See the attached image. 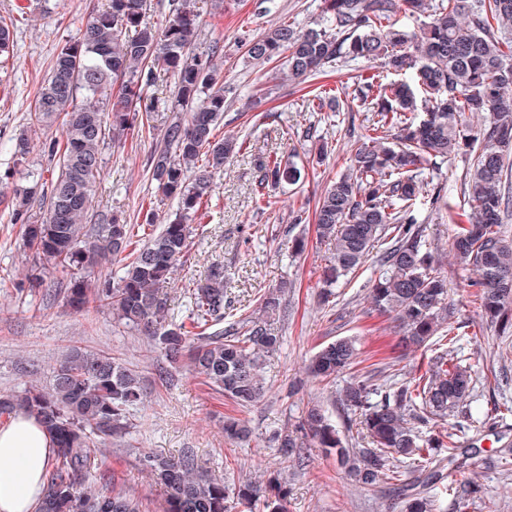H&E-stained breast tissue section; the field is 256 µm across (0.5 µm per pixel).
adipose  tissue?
I'll return each mask as SVG.
<instances>
[{
	"label": "adipose tissue",
	"instance_id": "obj_1",
	"mask_svg": "<svg viewBox=\"0 0 512 512\" xmlns=\"http://www.w3.org/2000/svg\"><path fill=\"white\" fill-rule=\"evenodd\" d=\"M55 453L34 417L19 413L0 425V512H34Z\"/></svg>",
	"mask_w": 512,
	"mask_h": 512
}]
</instances>
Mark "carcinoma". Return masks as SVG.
I'll use <instances>...</instances> for the list:
<instances>
[{
	"label": "carcinoma",
	"instance_id": "obj_1",
	"mask_svg": "<svg viewBox=\"0 0 512 512\" xmlns=\"http://www.w3.org/2000/svg\"><path fill=\"white\" fill-rule=\"evenodd\" d=\"M146 0H108L81 37L59 49L39 88L34 121H56L63 138L48 145L58 173L47 192L38 185L13 190L12 215L21 225L32 262L28 291L42 287L50 270L66 274L65 304L75 312L107 307L120 323L151 341L169 363L187 364L210 389L239 407L264 391L262 361L282 337L265 320L244 317L230 329L208 332L224 319L227 276L220 263L189 290L190 323L167 321L160 289L190 249V222L211 195L213 176L235 153L238 140L217 138L226 94L217 63L220 46L192 52L199 26L195 0H177L164 27L144 22ZM418 24L397 27L396 16ZM430 18L426 22L422 17ZM257 63L284 58L288 74L307 79L338 63L381 60L380 71L360 75L347 112H372L376 121L351 150L347 173L325 192L314 211L317 236L331 245L322 273V301L331 288L367 262L377 246L370 288L371 312L399 323L402 343L428 348L435 336L457 342L448 313V278L441 271L419 223V207L443 198L441 187L418 177L422 166L448 160L461 146L478 145L464 177V209L452 246L478 278L475 298L483 318L498 333L512 334V241L503 215L512 207V0H322L317 27L302 30L283 22L267 34L245 39ZM174 77L172 107L187 112L167 125L163 147L154 155L151 179L163 195L177 200L174 219L157 233L137 238L135 225L114 217L87 226L106 137L125 142L145 129L158 110L146 88L156 74ZM488 112V122L466 138L459 129L467 113ZM260 185L298 186L302 168L269 156L259 161ZM47 200L33 217L35 196ZM115 265L111 276L98 274ZM282 288L263 295L266 314L281 312ZM358 349L351 339L321 347L311 358L313 378L326 381L350 373L343 404L361 419L368 446L343 447L328 411L315 404L300 421L314 445L336 454L337 462L362 487L394 491L400 512H434L433 488L448 481V466L465 475L477 461L452 432L424 436L408 421L443 420L459 408L470 375L445 357L429 376L403 384L376 400L377 370L358 373ZM142 400L139 377L105 351L73 347L53 368L47 386L32 384L20 393L0 394V418L24 412L52 438L56 455L37 512H140L139 503L112 486L105 448L131 428L130 411ZM224 434L245 439L239 420H224ZM282 458L300 459L298 438L286 431L270 437ZM409 464L410 469L401 470ZM140 470L164 486L165 512H233L263 502L268 512H286L287 491L274 498L253 483L229 487L196 470L194 458L144 453Z\"/></svg>",
	"mask_w": 512,
	"mask_h": 512
}]
</instances>
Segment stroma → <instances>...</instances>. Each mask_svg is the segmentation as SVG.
<instances>
[{"label": "stroma", "instance_id": "obj_1", "mask_svg": "<svg viewBox=\"0 0 512 512\" xmlns=\"http://www.w3.org/2000/svg\"><path fill=\"white\" fill-rule=\"evenodd\" d=\"M106 0H0V19L12 23L14 54L0 57V393L22 390L29 381L48 384L56 361L71 347L105 350L136 371L144 390L143 404L133 409L128 434L115 440L107 465L116 487L137 498L143 512H163L164 490L141 473L135 458L144 453L178 457L192 455L199 470L226 484L251 480L267 482L276 477L288 486V512H399L396 495L369 491L340 469L335 456L304 441L299 463L284 462L269 445L277 430L295 431L305 410L324 405L332 415L346 448L363 447L362 430L342 402L348 375L331 383L312 379L306 366L323 345L339 338L355 339L361 358L368 363L390 364L384 392L419 377L443 350L434 343L427 351L406 352L398 345L394 322L370 313L369 288L372 265H365L339 284L329 304H322L319 283L330 253L311 223L296 224L292 213L299 207L313 209L336 177L347 170L346 158L356 146L373 113L360 112L355 122L323 108L313 112L312 90L321 85L338 88L340 96L353 89L355 76L374 70L371 62L339 66L299 84L286 69L251 61L241 43L281 22L306 25L318 21L321 0H277L270 13L259 12V0H196L200 28L193 47L201 53L219 45L218 63L224 83L232 88L228 105L218 123V136L250 142V150L234 154L215 178V187L200 218L193 221L190 250L164 289L173 321L190 313L188 289L203 279L212 261L223 263L229 307L225 324L261 314L260 297L270 288L284 286L282 303L287 317L272 322L283 338L278 351L266 357L262 374L265 394L253 406L239 408L209 390L201 377L185 369H166L159 350L150 348L138 331L119 324L107 309L76 314L63 304L56 288L61 272L44 277L39 293H18L30 264L19 225L11 220V197L31 175L50 179L53 163L46 143L61 138L55 125L32 128L36 94L48 74L54 55L79 38L93 10ZM159 103L153 130L127 140L125 145H105L104 164L97 180L89 223H105L112 215L127 223L152 220L154 227L167 223L176 200L162 196L149 178V165L159 149L166 126L178 118L173 109L174 79L158 73L148 89ZM314 126L328 145L320 163L307 160L310 142L301 129ZM28 131L30 149L23 162L14 159L15 139ZM297 153L306 160L301 188L275 191L273 208L255 206L259 156L287 158ZM473 157L461 150L444 163L426 165L424 178L444 187V203L423 209L419 220L434 246V254L448 277L452 319L458 341L453 362L472 367L469 404L491 413V421L478 437L460 436L463 444L478 443L484 464L472 479L489 506L488 512H512V462L498 457L512 442V336H501L480 317L473 298L475 271L457 262L451 249L453 228L463 206L460 187ZM304 237L306 249L295 254L293 240ZM234 417L250 429L246 441L224 436V421Z\"/></svg>", "mask_w": 512, "mask_h": 512}]
</instances>
